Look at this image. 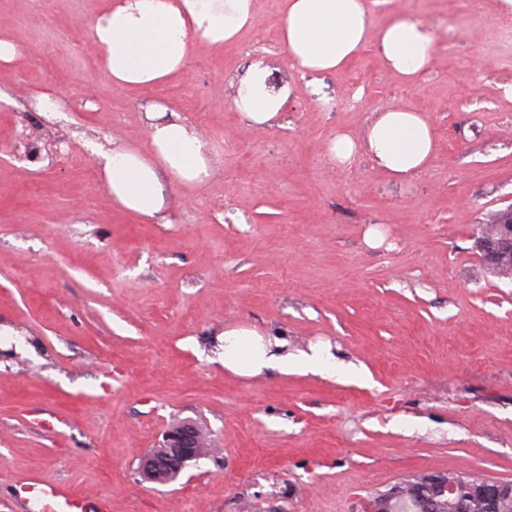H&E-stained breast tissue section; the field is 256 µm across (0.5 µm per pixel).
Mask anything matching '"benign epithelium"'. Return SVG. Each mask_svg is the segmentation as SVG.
<instances>
[{
    "instance_id": "obj_1",
    "label": "benign epithelium",
    "mask_w": 512,
    "mask_h": 512,
    "mask_svg": "<svg viewBox=\"0 0 512 512\" xmlns=\"http://www.w3.org/2000/svg\"><path fill=\"white\" fill-rule=\"evenodd\" d=\"M512 241V226L504 228V238L498 242L491 238L482 241L478 250L487 267L491 268L498 259V249L506 242ZM198 428L178 424L165 432L163 446L160 450L147 455L139 466L142 480L164 482L167 478L181 471L186 463L199 456ZM428 496L419 487L408 490L395 484L379 494L377 499H394L409 493L417 504L416 512H436V498L448 497L458 499L457 512H496L495 502L500 497L512 496V481H494L479 475H443L434 474L427 480Z\"/></svg>"
}]
</instances>
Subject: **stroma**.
I'll return each mask as SVG.
<instances>
[{
  "label": "stroma",
  "instance_id": "1",
  "mask_svg": "<svg viewBox=\"0 0 512 512\" xmlns=\"http://www.w3.org/2000/svg\"><path fill=\"white\" fill-rule=\"evenodd\" d=\"M101 0H0V512L60 483L109 512H361L419 475L512 481V278L477 228L512 204V28L496 0H373L438 50L413 87L374 48L310 83L279 42L281 0L224 50L115 89L88 22ZM264 60L294 94L248 127L235 79ZM196 127L209 182L171 189L165 221L113 205L90 144L147 149L148 112ZM432 124L426 170L398 181L328 152L373 113ZM381 239L367 244L368 233ZM251 330L314 366L237 373L224 333ZM210 440L177 480L141 459L173 424Z\"/></svg>",
  "mask_w": 512,
  "mask_h": 512
}]
</instances>
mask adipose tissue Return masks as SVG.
<instances>
[{"mask_svg": "<svg viewBox=\"0 0 512 512\" xmlns=\"http://www.w3.org/2000/svg\"><path fill=\"white\" fill-rule=\"evenodd\" d=\"M91 44L113 87L163 83L186 64L195 42L214 49L256 28L254 0H106L88 23ZM281 41L291 68L316 79L342 69L366 46L409 81L421 79L438 43L420 20L400 13L375 26L367 0H284ZM269 67L255 61L236 84L235 104L246 125L276 121L292 92L272 86ZM150 154L124 144L95 146L104 187L114 204L152 220L166 209L165 185L196 187L212 174L200 133L166 112L149 116ZM435 149L432 126L421 113L388 108L374 113L362 138L337 134L329 153L349 163L365 152L392 178L407 180L426 169Z\"/></svg>", "mask_w": 512, "mask_h": 512, "instance_id": "1", "label": "adipose tissue"}]
</instances>
